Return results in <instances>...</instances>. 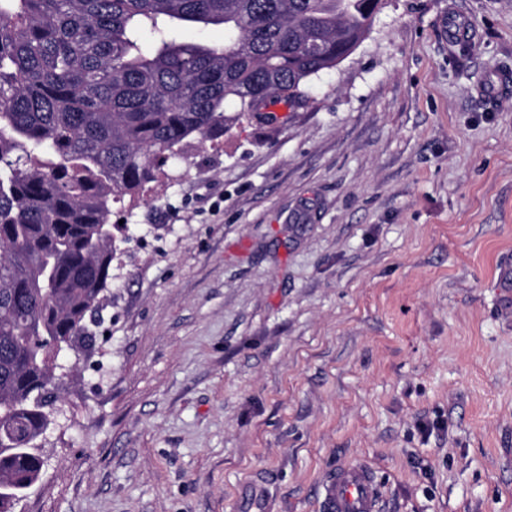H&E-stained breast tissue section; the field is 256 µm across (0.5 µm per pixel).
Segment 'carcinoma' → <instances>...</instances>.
Wrapping results in <instances>:
<instances>
[{"mask_svg": "<svg viewBox=\"0 0 512 512\" xmlns=\"http://www.w3.org/2000/svg\"><path fill=\"white\" fill-rule=\"evenodd\" d=\"M383 0H0V512L41 479L58 353L112 283V203L363 40ZM220 26L215 45L179 30ZM236 104L229 113L226 101Z\"/></svg>", "mask_w": 512, "mask_h": 512, "instance_id": "obj_1", "label": "carcinoma"}]
</instances>
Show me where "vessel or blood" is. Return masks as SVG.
<instances>
[{
	"instance_id": "obj_1",
	"label": "vessel or blood",
	"mask_w": 512,
	"mask_h": 512,
	"mask_svg": "<svg viewBox=\"0 0 512 512\" xmlns=\"http://www.w3.org/2000/svg\"><path fill=\"white\" fill-rule=\"evenodd\" d=\"M379 500L371 471L358 462L338 467L321 490L324 512H379Z\"/></svg>"
}]
</instances>
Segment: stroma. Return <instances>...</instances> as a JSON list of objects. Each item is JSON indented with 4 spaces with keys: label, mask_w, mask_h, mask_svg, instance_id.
<instances>
[{
    "label": "stroma",
    "mask_w": 512,
    "mask_h": 512,
    "mask_svg": "<svg viewBox=\"0 0 512 512\" xmlns=\"http://www.w3.org/2000/svg\"><path fill=\"white\" fill-rule=\"evenodd\" d=\"M512 0H386L277 123L191 139L112 206L18 512H512ZM379 500L371 471L358 462L338 467L321 490L325 512H378Z\"/></svg>",
    "instance_id": "35a3bbf8"
}]
</instances>
